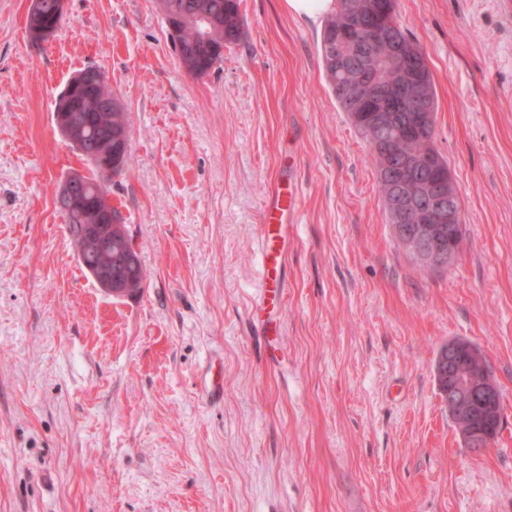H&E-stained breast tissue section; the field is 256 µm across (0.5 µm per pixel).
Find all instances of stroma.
<instances>
[{"instance_id":"1","label":"stroma","mask_w":512,"mask_h":512,"mask_svg":"<svg viewBox=\"0 0 512 512\" xmlns=\"http://www.w3.org/2000/svg\"><path fill=\"white\" fill-rule=\"evenodd\" d=\"M0 0V512H512V21L499 0H397L437 93L460 193L456 263L396 249L322 23L241 0L244 35L188 75L155 0H65L49 41ZM105 73L131 158L112 199L146 278L81 268L56 198L87 162L58 132L72 75ZM285 289L265 311L258 238L280 180ZM452 340L503 398L466 451L437 388ZM221 380L219 398L206 389Z\"/></svg>"}]
</instances>
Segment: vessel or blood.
<instances>
[{"mask_svg":"<svg viewBox=\"0 0 512 512\" xmlns=\"http://www.w3.org/2000/svg\"><path fill=\"white\" fill-rule=\"evenodd\" d=\"M297 205L295 187H276L272 203L266 208L260 237L263 267V293L268 299H276L283 290V282L277 275L279 245L284 241V217L293 213Z\"/></svg>","mask_w":512,"mask_h":512,"instance_id":"vessel-or-blood-1","label":"vessel or blood"}]
</instances>
